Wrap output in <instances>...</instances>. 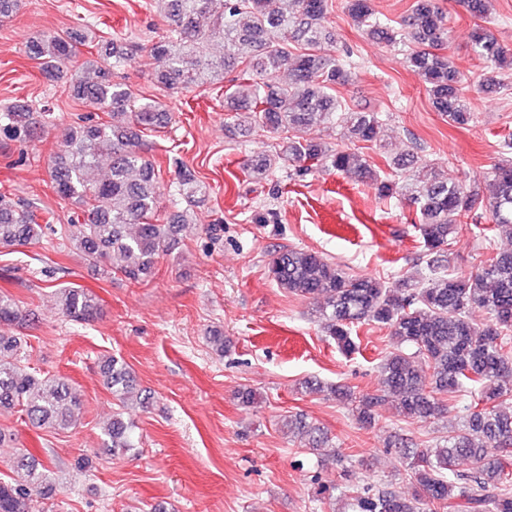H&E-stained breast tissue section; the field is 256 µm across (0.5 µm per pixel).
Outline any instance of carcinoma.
Here are the masks:
<instances>
[{
  "label": "carcinoma",
  "mask_w": 512,
  "mask_h": 512,
  "mask_svg": "<svg viewBox=\"0 0 512 512\" xmlns=\"http://www.w3.org/2000/svg\"><path fill=\"white\" fill-rule=\"evenodd\" d=\"M166 33L146 50L158 63V94L144 97L132 86L112 79L113 70L134 61L130 36L94 42L69 32L30 42L28 53L43 71H53L93 45L96 56L85 61L92 75L71 86L79 99L94 104L105 117H89L64 129L59 150L49 168L50 183L63 200H73L78 212L61 228L70 246L100 265L101 275L119 274L139 283L152 277L157 259L172 253L178 231L188 223V211L206 201L208 187L188 170L175 171L174 195L185 204L176 224L154 222L158 210V172L142 148V133L169 120L166 98L189 88L224 81V111L249 109L263 124L282 135L275 155L247 165L258 179L281 163L307 160L349 178L379 181L384 196L405 195L418 217V230L430 256L427 273L388 282L353 276L322 254L288 248L272 259L270 273L278 287L317 300L315 309L323 331L349 357L359 349L353 328L374 322L384 326L394 350L379 363V387L356 395L345 385L324 387L305 383L306 391L323 392L352 406L358 421L370 426L378 410L393 400L399 416L427 422L450 416L448 436L432 447L402 440L398 450L417 487L411 496L392 486L357 484L343 491V512H512V469L499 457L512 444V251L497 252L468 276L448 272L450 240L461 217L479 206L489 208L496 230L512 237V161L496 164L489 194L424 174L414 184L378 180L360 152L359 143L377 137V112L348 111L336 97V87L351 81L352 72L330 54L331 0H281L270 10L266 0H154ZM348 11L365 33L380 42L397 41L395 32L374 17L370 0H349ZM407 36L417 44L406 61L422 78L437 111L458 124L470 111L458 71L443 53L448 41L447 20L436 0H415L407 21ZM222 42L220 55L210 52ZM474 51L499 69L512 70V50L501 46L487 29L477 27ZM288 79L280 80V74ZM343 124L348 145L327 146L302 133L325 121ZM53 126L46 109L6 107L0 111V139L28 143ZM109 171L99 173L102 159ZM53 225L40 223L37 207L0 193V246H25L45 236ZM63 312L82 324L95 319L96 297L80 287L59 289ZM488 314L475 323L470 310ZM25 321L12 296L0 291V406L19 405L38 427L67 431L75 427L81 400L68 379L41 375L21 364L20 344L10 328ZM112 397L130 398L148 407L150 394L133 391V378L115 357L101 365ZM288 432L307 442L308 449L329 443L327 433L303 416L286 422ZM105 435L112 453L135 448L133 423L116 414ZM471 467L459 469L460 462ZM56 491L51 471L24 454L14 475L0 478V512H35V497L49 499Z\"/></svg>",
  "instance_id": "1"
}]
</instances>
